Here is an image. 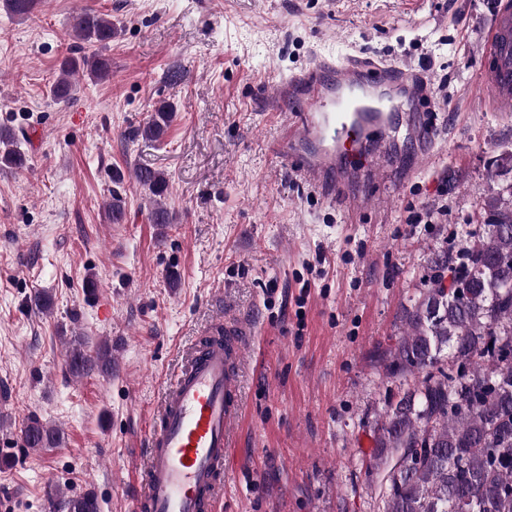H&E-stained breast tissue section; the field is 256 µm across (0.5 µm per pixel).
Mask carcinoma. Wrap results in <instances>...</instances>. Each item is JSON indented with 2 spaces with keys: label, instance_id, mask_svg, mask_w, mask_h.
I'll use <instances>...</instances> for the list:
<instances>
[{
  "label": "carcinoma",
  "instance_id": "1",
  "mask_svg": "<svg viewBox=\"0 0 512 512\" xmlns=\"http://www.w3.org/2000/svg\"><path fill=\"white\" fill-rule=\"evenodd\" d=\"M38 0H0L14 17L25 19ZM69 35L93 51L60 65L51 86L57 103L73 99L71 76L85 70L94 78L112 71L103 50L112 43V20L80 11ZM176 112L162 101L133 137L160 142ZM0 162L25 169L28 158L15 134L0 129ZM136 182L151 194L150 220L170 224L164 173L137 167ZM484 223L461 234L457 253L434 261L431 286L415 298L408 331L397 342L390 370L417 372L421 379L395 403L374 437L375 465L382 477L384 512H512V183L491 190ZM123 198L112 194L108 216L120 224ZM450 273L445 282L444 272ZM69 373L79 377L112 373V348L90 353L78 343L68 355ZM31 449L54 448L59 430L37 418L24 428ZM57 512H99L92 493L64 497Z\"/></svg>",
  "mask_w": 512,
  "mask_h": 512
}]
</instances>
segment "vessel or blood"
<instances>
[{
  "mask_svg": "<svg viewBox=\"0 0 512 512\" xmlns=\"http://www.w3.org/2000/svg\"><path fill=\"white\" fill-rule=\"evenodd\" d=\"M482 61L489 103L511 108L512 0H498ZM277 94L303 107L281 129L283 152L294 173L327 199L385 171L410 179L411 165L396 156L398 139L411 143L416 159L435 149L423 111L430 97L425 73L373 57L322 60L282 82ZM254 334L250 321L230 313L184 351L144 437L134 512H217L244 413L239 367Z\"/></svg>",
  "mask_w": 512,
  "mask_h": 512,
  "instance_id": "obj_1",
  "label": "vessel or blood"
}]
</instances>
